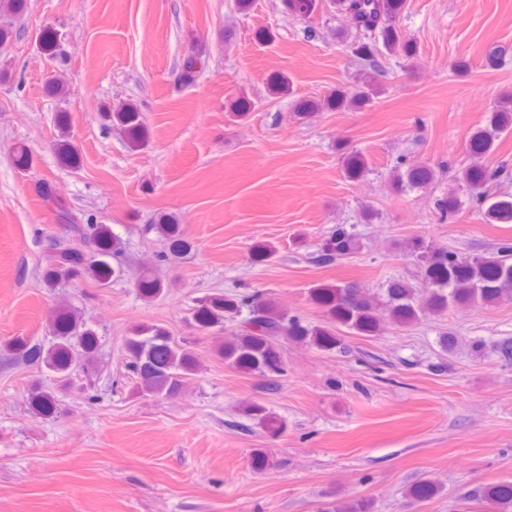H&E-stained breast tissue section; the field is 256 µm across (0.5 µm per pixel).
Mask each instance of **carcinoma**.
Wrapping results in <instances>:
<instances>
[{
    "label": "carcinoma",
    "instance_id": "carcinoma-1",
    "mask_svg": "<svg viewBox=\"0 0 512 512\" xmlns=\"http://www.w3.org/2000/svg\"><path fill=\"white\" fill-rule=\"evenodd\" d=\"M289 11L310 19L326 8L343 16L348 23L346 33L353 34L348 42L351 55L361 64L362 75L355 87L339 89L323 99H309L295 105L294 117L305 119L316 112L350 108L372 101L378 92L377 76L382 72L381 60L396 54L407 59L415 55V47L401 39L395 26L396 18L406 7L407 0H284ZM27 9V0H0V47L13 38L12 19ZM37 43L45 54L56 53L57 33L43 30ZM99 112L104 120L119 126L126 134L129 147L137 149L147 141L144 122L138 108L128 104L112 111L103 105ZM512 130V97L499 102L489 113L484 126L477 128L469 140L473 162L457 171L455 181L465 191L487 224H512V200L503 199L493 191L497 172L483 164L496 147L501 135ZM348 177L359 179L370 170L364 155L344 154ZM438 180L435 169L421 162L400 160L390 179L396 192L422 189ZM463 201L450 193L436 202L439 220L450 222L461 211ZM80 237L95 244V253L88 257L79 248L59 239L47 246L44 279L53 288L84 271L92 274L102 286L110 284L121 271V247L114 243L104 224H75ZM162 250L157 258L164 261L171 254L186 249L180 224L166 218L154 225ZM360 237L339 224L317 250L313 261L329 265L337 259L360 251ZM406 254L416 267L419 286L404 279H390L377 292H369L350 284L319 285L312 289L311 298L322 309L321 323L307 322L280 307L261 293L230 296L213 295L202 301L192 313V320L201 332L215 328L247 313L241 328L217 348L224 362L245 373L278 378L286 373L282 344L302 343L319 351L333 352L343 348L336 326L358 336H375L381 322L410 327L428 316H442L448 309L492 305L502 299H512V243L503 242L490 255L462 257L451 249H435L420 239L403 244ZM52 344L47 350L31 347L23 339L5 343V348L20 351L21 357L42 364L57 374L61 382H70L77 366L90 362L100 339L96 331L73 309L56 312L51 319ZM126 367L136 380V390L144 395H175L186 381L198 372V361L187 345L160 325L138 328L124 342ZM56 399L51 391L43 390L32 399L33 409L48 415L55 409ZM248 415L272 435L283 432V421L266 406L250 403ZM437 492L429 480L418 481L410 491L417 500H426ZM472 502L498 505L512 501V485L482 487L470 494Z\"/></svg>",
    "mask_w": 512,
    "mask_h": 512
}]
</instances>
